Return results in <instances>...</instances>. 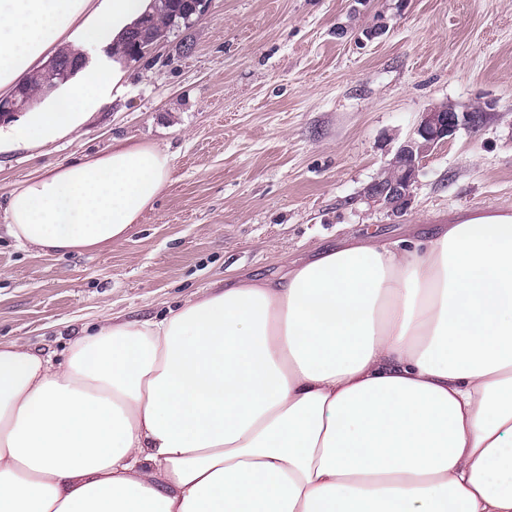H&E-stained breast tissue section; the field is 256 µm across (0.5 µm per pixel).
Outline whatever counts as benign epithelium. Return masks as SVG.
<instances>
[{
    "label": "benign epithelium",
    "mask_w": 512,
    "mask_h": 512,
    "mask_svg": "<svg viewBox=\"0 0 512 512\" xmlns=\"http://www.w3.org/2000/svg\"><path fill=\"white\" fill-rule=\"evenodd\" d=\"M28 107L27 98L13 99L0 107V123ZM477 123L478 113L457 112L450 107L433 106L421 113L412 134L370 185L368 196L391 212L402 213L412 199L422 159L438 145L447 142L460 128L473 127Z\"/></svg>",
    "instance_id": "1"
}]
</instances>
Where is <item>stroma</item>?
Listing matches in <instances>:
<instances>
[{
	"instance_id": "stroma-1",
	"label": "stroma",
	"mask_w": 512,
	"mask_h": 512,
	"mask_svg": "<svg viewBox=\"0 0 512 512\" xmlns=\"http://www.w3.org/2000/svg\"><path fill=\"white\" fill-rule=\"evenodd\" d=\"M441 104L486 119L423 160L405 212L368 200ZM115 138L171 154L167 186L103 252L20 246L0 210L1 338L58 355L84 327L163 317L214 282L275 278L346 239L512 211V0H210L76 133L0 154V202Z\"/></svg>"
}]
</instances>
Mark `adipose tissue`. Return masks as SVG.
Listing matches in <instances>:
<instances>
[{"label": "adipose tissue", "instance_id": "1", "mask_svg": "<svg viewBox=\"0 0 512 512\" xmlns=\"http://www.w3.org/2000/svg\"><path fill=\"white\" fill-rule=\"evenodd\" d=\"M155 6L0 0V98L59 41L92 57L0 130V153L122 94L106 49ZM170 174L165 150L116 140L0 207L23 246L104 251ZM0 512H512V214L115 318L62 360L0 339Z\"/></svg>", "mask_w": 512, "mask_h": 512}]
</instances>
